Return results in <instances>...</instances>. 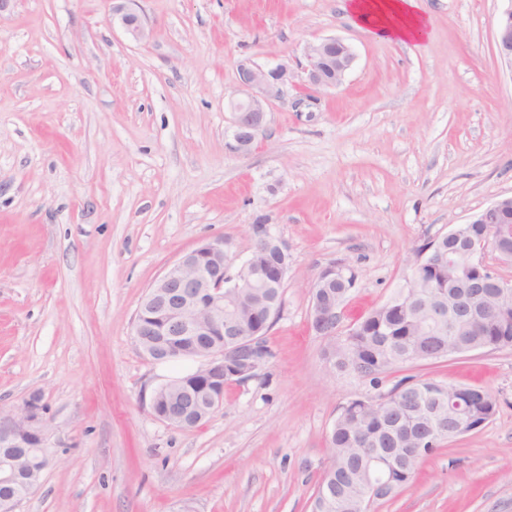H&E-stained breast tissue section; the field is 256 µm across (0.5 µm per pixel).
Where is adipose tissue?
<instances>
[{
  "label": "adipose tissue",
  "instance_id": "adipose-tissue-1",
  "mask_svg": "<svg viewBox=\"0 0 512 512\" xmlns=\"http://www.w3.org/2000/svg\"><path fill=\"white\" fill-rule=\"evenodd\" d=\"M354 24L376 39L419 48L431 36V20L421 0H345Z\"/></svg>",
  "mask_w": 512,
  "mask_h": 512
}]
</instances>
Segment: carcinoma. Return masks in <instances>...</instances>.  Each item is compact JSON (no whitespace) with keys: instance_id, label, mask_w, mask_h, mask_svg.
Wrapping results in <instances>:
<instances>
[{"instance_id":"cac0c4a2","label":"carcinoma","mask_w":512,"mask_h":512,"mask_svg":"<svg viewBox=\"0 0 512 512\" xmlns=\"http://www.w3.org/2000/svg\"><path fill=\"white\" fill-rule=\"evenodd\" d=\"M419 253L426 254L433 266L424 268L422 274L405 276L392 296L397 300L409 288L413 306L389 322L377 319L373 309L350 328L348 335L335 336L330 348L333 372L355 374L376 388L381 384V375L393 369L419 361L447 359L448 347L458 341L470 343L477 350L512 347V305L492 307V320L476 325L468 336L457 335L451 323L428 318L431 304L448 294L456 273L448 268L444 249H436V241L425 244ZM448 387L434 379H406L376 395L380 400L387 399L385 403L343 406L331 429L330 464L313 494L311 512L319 510L324 494L341 503L356 502L364 482L358 452L366 446L404 449L386 496L407 486L421 461L434 451L427 445L423 451L414 452L413 440L425 437L429 422L448 426L454 421L453 413L448 411ZM496 407L494 400L477 398L466 404L465 415L479 429L495 414Z\"/></svg>"}]
</instances>
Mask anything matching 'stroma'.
Returning a JSON list of instances; mask_svg holds the SVG:
<instances>
[{"mask_svg":"<svg viewBox=\"0 0 512 512\" xmlns=\"http://www.w3.org/2000/svg\"><path fill=\"white\" fill-rule=\"evenodd\" d=\"M342 4L139 0L141 41L112 0L0 8V407L39 395L53 456L18 512H310L341 407L408 376L483 388L496 413L371 512H512V347L408 364L375 389L331 374L309 319L322 268L356 267L353 324L423 244L512 196V65L494 44L512 0H424L418 49ZM327 37L355 54L342 85L299 106L287 88L233 152L239 63H294ZM258 223L291 257L272 355L203 424L173 427L152 392L199 362L139 351L141 299L202 241L244 261Z\"/></svg>","mask_w":512,"mask_h":512,"instance_id":"35a3bbf8","label":"stroma"}]
</instances>
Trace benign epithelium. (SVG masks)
Returning <instances> with one entry per match:
<instances>
[{
    "label": "benign epithelium",
    "mask_w": 512,
    "mask_h": 512,
    "mask_svg": "<svg viewBox=\"0 0 512 512\" xmlns=\"http://www.w3.org/2000/svg\"><path fill=\"white\" fill-rule=\"evenodd\" d=\"M133 0H119L112 13L119 16L126 34L135 41L147 37L148 32L137 12L127 7ZM495 45L499 56L512 64V6L503 11L495 31ZM305 74L303 86L312 92H324L340 85L352 68L355 55L351 47L336 37L308 43L304 48ZM296 85L294 67L286 60L274 67H262L243 62L237 69V89L241 98L230 100L233 112L231 126L232 148L247 155L264 132L266 112L274 101L284 95V88ZM471 223L484 224L485 235L478 242H468L459 227L448 232V242L454 244L449 252L448 265L462 269L484 264L488 252L497 253L499 242L512 230V197L498 200L477 215ZM290 268L288 248L284 242L254 228V242L249 257L233 265L222 240L205 241L185 253L152 284L148 292L159 303L161 327L133 325V336L141 351L150 359L157 357L151 337L156 332L171 337L166 347L169 354H184L183 346H199L212 336L227 335L228 340L219 347L198 350L201 361L194 381L211 390L210 404L205 409H193L178 397H163L162 384L151 397V410L158 419L180 428H192L206 420L223 404L224 383L246 377L264 365L262 351L266 348L265 327L250 331L240 328L238 316L245 312L257 315L265 308L262 301L250 305L224 295L236 288H253L256 279H264L266 288H282ZM340 264L321 269L312 283L310 325L320 336H336L345 332L341 327V303L326 292L336 278L343 275ZM492 273L491 284L496 288L498 301L506 303L512 298V281L497 279ZM451 315L456 320L473 322L468 308L451 310L443 303L432 306V316L440 320ZM47 428L41 399L31 396L16 410H0V512H17L20 498L9 487L19 485L32 490L33 474H41L50 464L46 448ZM379 484L374 479L365 481L364 493L356 512H370L378 499Z\"/></svg>",
    "instance_id": "benign-epithelium-1"
}]
</instances>
